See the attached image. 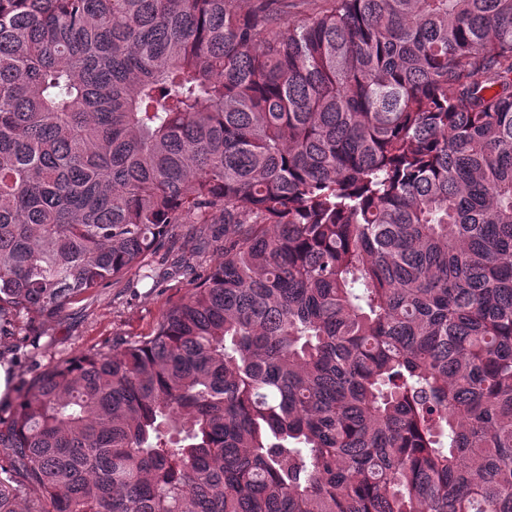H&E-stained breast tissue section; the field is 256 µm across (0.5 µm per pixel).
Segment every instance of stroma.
Returning a JSON list of instances; mask_svg holds the SVG:
<instances>
[{
    "instance_id": "stroma-1",
    "label": "stroma",
    "mask_w": 512,
    "mask_h": 512,
    "mask_svg": "<svg viewBox=\"0 0 512 512\" xmlns=\"http://www.w3.org/2000/svg\"><path fill=\"white\" fill-rule=\"evenodd\" d=\"M224 238L196 237L190 225H180L178 237L165 259L150 264L165 276L164 284L127 276L111 288L85 295L55 320L39 325L37 339L20 328L0 335V360L14 371V387L51 365L90 349H110L116 341L148 336L161 313L183 302L193 289L190 267H205L224 256Z\"/></svg>"
}]
</instances>
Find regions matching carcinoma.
<instances>
[{"mask_svg": "<svg viewBox=\"0 0 512 512\" xmlns=\"http://www.w3.org/2000/svg\"><path fill=\"white\" fill-rule=\"evenodd\" d=\"M0 0V314L224 259L0 416V512H512V0Z\"/></svg>", "mask_w": 512, "mask_h": 512, "instance_id": "cac0c4a2", "label": "carcinoma"}]
</instances>
